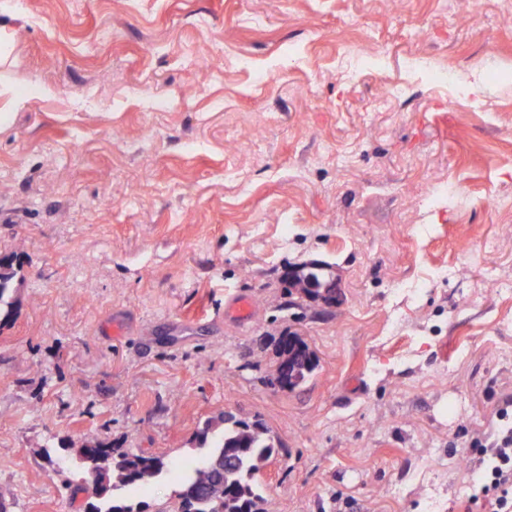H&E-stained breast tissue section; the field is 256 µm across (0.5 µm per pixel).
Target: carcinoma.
<instances>
[{"label": "carcinoma", "instance_id": "carcinoma-1", "mask_svg": "<svg viewBox=\"0 0 512 512\" xmlns=\"http://www.w3.org/2000/svg\"><path fill=\"white\" fill-rule=\"evenodd\" d=\"M20 269L16 256H0V310L7 315L13 305L10 291ZM292 351L291 358L278 361L274 370L273 381L283 388L297 387L317 368V357L303 340H297ZM195 443L205 449V454L185 462L183 472L177 474L181 485L177 512H264L266 499L257 475L261 464L275 451L267 428L259 422L223 414L205 422L195 435ZM102 455L111 459V468L96 466ZM85 461L90 463L84 472L85 481H91L90 472L95 470L98 481L107 488L101 504L93 506L94 512H146L147 503H133L123 491L145 487L168 467L160 456L137 454L99 442Z\"/></svg>", "mask_w": 512, "mask_h": 512}]
</instances>
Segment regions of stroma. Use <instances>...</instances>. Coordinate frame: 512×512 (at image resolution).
I'll list each match as a JSON object with an SVG mask.
<instances>
[{
    "mask_svg": "<svg viewBox=\"0 0 512 512\" xmlns=\"http://www.w3.org/2000/svg\"><path fill=\"white\" fill-rule=\"evenodd\" d=\"M512 0H0V497L88 512L77 448L181 462L223 413L269 512H491L512 406ZM407 87L389 94L391 84ZM333 264L341 301H290ZM252 298L242 324L225 315ZM319 366L272 383L283 336ZM21 264L17 263V257L13 254L0 256V312L5 307L4 317H7L13 305L10 291L20 273Z\"/></svg>",
    "mask_w": 512,
    "mask_h": 512,
    "instance_id": "35a3bbf8",
    "label": "stroma"
}]
</instances>
